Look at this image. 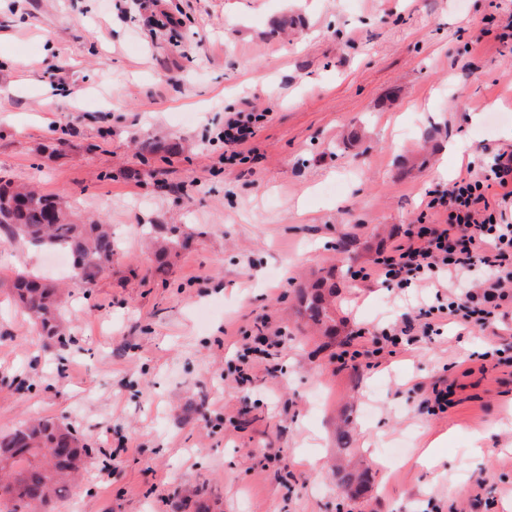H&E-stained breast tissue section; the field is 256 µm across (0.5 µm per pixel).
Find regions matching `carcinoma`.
I'll use <instances>...</instances> for the list:
<instances>
[{"label":"carcinoma","instance_id":"carcinoma-1","mask_svg":"<svg viewBox=\"0 0 512 512\" xmlns=\"http://www.w3.org/2000/svg\"><path fill=\"white\" fill-rule=\"evenodd\" d=\"M0 230L6 239H21L31 245L65 250L71 257L70 278L79 287L90 290L98 278L112 266L115 244L112 231L94 221L76 220L60 196H50L29 186L0 184ZM185 237L175 228L163 236L156 250L161 265L178 254ZM16 304L37 324L47 338L60 349L71 342L61 316L56 292L47 288L45 279L19 271L10 281ZM302 314L316 324L332 321L326 299L319 291L301 297ZM92 449L70 425L53 419L23 424L0 435V462L7 460L9 470L0 465V512H35L68 487L77 477Z\"/></svg>","mask_w":512,"mask_h":512}]
</instances>
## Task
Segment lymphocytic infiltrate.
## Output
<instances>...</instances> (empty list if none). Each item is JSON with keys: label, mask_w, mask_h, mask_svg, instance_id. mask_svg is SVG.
<instances>
[{"label": "lymphocytic infiltrate", "mask_w": 512, "mask_h": 512, "mask_svg": "<svg viewBox=\"0 0 512 512\" xmlns=\"http://www.w3.org/2000/svg\"><path fill=\"white\" fill-rule=\"evenodd\" d=\"M494 186L500 192L491 201L486 192ZM426 209L440 223L410 225L403 242L379 254L359 277L433 286L449 272L483 269L466 291L425 310L417 328L432 336L444 319L465 329L495 328L498 310L512 307V150L497 153L488 170L452 182Z\"/></svg>", "instance_id": "obj_1"}]
</instances>
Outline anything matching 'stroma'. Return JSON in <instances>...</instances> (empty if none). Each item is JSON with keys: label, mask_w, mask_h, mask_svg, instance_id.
I'll return each instance as SVG.
<instances>
[{"label": "stroma", "mask_w": 512, "mask_h": 512, "mask_svg": "<svg viewBox=\"0 0 512 512\" xmlns=\"http://www.w3.org/2000/svg\"><path fill=\"white\" fill-rule=\"evenodd\" d=\"M499 2L0 0V51L25 60L0 68V178L62 196L117 244L96 287L72 289L61 352L8 284L63 269L0 235V433L55 417L93 450L52 512H195L192 493L209 512H512V362L487 353L512 347V308L499 336L445 322L379 355L374 338L435 290L355 276L512 150ZM231 112L267 116L235 165ZM150 226L189 235L163 272ZM321 280L327 334L297 312ZM260 329L282 343L243 387L227 363ZM441 379L453 404L434 413ZM441 434L438 473L413 464Z\"/></svg>", "instance_id": "35a3bbf8"}]
</instances>
